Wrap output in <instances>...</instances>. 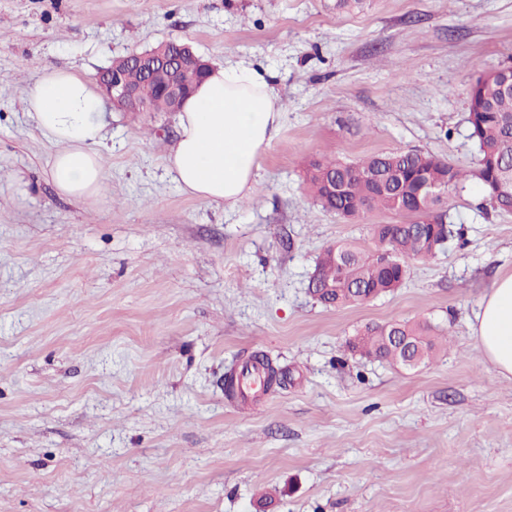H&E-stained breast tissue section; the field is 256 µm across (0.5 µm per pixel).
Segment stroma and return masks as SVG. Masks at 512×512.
I'll return each mask as SVG.
<instances>
[{
    "label": "stroma",
    "instance_id": "stroma-1",
    "mask_svg": "<svg viewBox=\"0 0 512 512\" xmlns=\"http://www.w3.org/2000/svg\"><path fill=\"white\" fill-rule=\"evenodd\" d=\"M0 0V512H512V380L472 333L512 274V213L470 178L464 243L392 293L309 292L323 249L374 248L394 211L347 220L309 194L328 152L417 150L472 171L477 75L512 64V0ZM272 72L285 112L237 207L166 167L173 112L104 106L107 192L74 200L24 99L48 69L89 80L156 43ZM430 323L417 370L351 354L368 324ZM264 354L284 384L224 394Z\"/></svg>",
    "mask_w": 512,
    "mask_h": 512
}]
</instances>
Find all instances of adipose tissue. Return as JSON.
Wrapping results in <instances>:
<instances>
[{"mask_svg":"<svg viewBox=\"0 0 512 512\" xmlns=\"http://www.w3.org/2000/svg\"><path fill=\"white\" fill-rule=\"evenodd\" d=\"M26 110L59 147L50 169L59 193L80 199L103 190L104 162L95 149L103 100L94 85L64 68L44 71L26 98ZM283 111L267 71L212 67L178 114L179 137L168 170L186 194L236 206L254 189L258 161L278 133ZM473 332L486 360L512 380V275L493 281Z\"/></svg>","mask_w":512,"mask_h":512,"instance_id":"1","label":"adipose tissue"}]
</instances>
